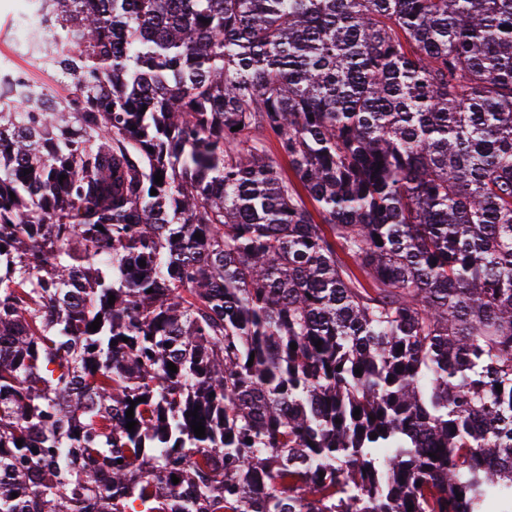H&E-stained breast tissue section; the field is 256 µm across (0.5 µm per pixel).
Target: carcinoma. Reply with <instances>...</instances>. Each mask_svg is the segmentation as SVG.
<instances>
[{
    "instance_id": "carcinoma-1",
    "label": "carcinoma",
    "mask_w": 512,
    "mask_h": 512,
    "mask_svg": "<svg viewBox=\"0 0 512 512\" xmlns=\"http://www.w3.org/2000/svg\"><path fill=\"white\" fill-rule=\"evenodd\" d=\"M31 19L71 89L0 101V512H512V0Z\"/></svg>"
}]
</instances>
